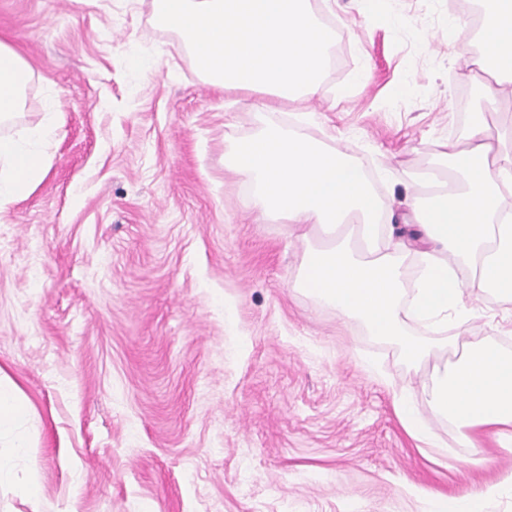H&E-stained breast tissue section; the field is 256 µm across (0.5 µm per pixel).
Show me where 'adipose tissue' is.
Returning a JSON list of instances; mask_svg holds the SVG:
<instances>
[{"instance_id":"ef3b65f1","label":"adipose tissue","mask_w":512,"mask_h":512,"mask_svg":"<svg viewBox=\"0 0 512 512\" xmlns=\"http://www.w3.org/2000/svg\"><path fill=\"white\" fill-rule=\"evenodd\" d=\"M152 16L176 34L199 75L227 91L304 101L321 92L331 30L311 13L308 0H151ZM474 77L495 94H512V0H488L478 51L461 52ZM33 72L23 56L0 40V211L30 193L45 168L52 124L7 134L24 106ZM446 162L418 187L410 221L426 248L421 271L407 279L399 251L382 241L383 205L363 166L311 140L280 120L234 143L229 163L251 187L258 217L283 216L304 243L295 286L337 314L361 322L420 366L439 350L433 407L453 420L461 447H473L472 429L512 435V354L483 338L441 337L449 321L463 322L469 297L492 290L512 298V156L500 138L479 126L465 140H448ZM466 268L458 281L455 267ZM429 336L416 338L410 323Z\"/></svg>"}]
</instances>
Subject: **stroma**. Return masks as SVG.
I'll return each mask as SVG.
<instances>
[{
    "mask_svg": "<svg viewBox=\"0 0 512 512\" xmlns=\"http://www.w3.org/2000/svg\"><path fill=\"white\" fill-rule=\"evenodd\" d=\"M310 6L338 31L322 94L280 117L359 161L414 238L401 217L440 143L512 115L443 40L451 0ZM0 40L33 69L10 134L60 114L42 180L0 218V375L24 407L0 448L28 445L0 512H426L475 492L512 512V448L489 430L460 447L431 367L295 289L302 242L226 165L257 108L201 81L150 0H0ZM472 308L465 335L512 352V300ZM395 407L403 425L411 436L417 439L427 436V433L421 428L416 410L407 395L398 396Z\"/></svg>",
    "mask_w": 512,
    "mask_h": 512,
    "instance_id": "35a3bbf8",
    "label": "stroma"
}]
</instances>
